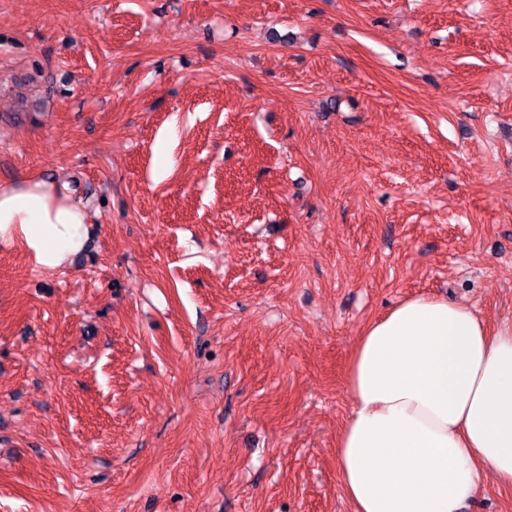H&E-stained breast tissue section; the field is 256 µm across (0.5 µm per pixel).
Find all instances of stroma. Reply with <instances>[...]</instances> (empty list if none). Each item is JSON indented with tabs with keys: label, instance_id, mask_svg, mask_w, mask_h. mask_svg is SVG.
Listing matches in <instances>:
<instances>
[{
	"label": "stroma",
	"instance_id": "obj_1",
	"mask_svg": "<svg viewBox=\"0 0 512 512\" xmlns=\"http://www.w3.org/2000/svg\"><path fill=\"white\" fill-rule=\"evenodd\" d=\"M0 512H351L363 327L512 325V0H0ZM86 211L67 188L42 176L0 186V247H21L44 269L69 264L90 239Z\"/></svg>",
	"mask_w": 512,
	"mask_h": 512
}]
</instances>
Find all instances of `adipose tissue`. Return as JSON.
<instances>
[{
	"label": "adipose tissue",
	"mask_w": 512,
	"mask_h": 512,
	"mask_svg": "<svg viewBox=\"0 0 512 512\" xmlns=\"http://www.w3.org/2000/svg\"><path fill=\"white\" fill-rule=\"evenodd\" d=\"M90 239L80 200L41 176L0 186V247L44 269ZM336 438L352 512H461L484 478L512 487V326L428 295L368 323L350 355Z\"/></svg>",
	"instance_id": "ef3b65f1"
}]
</instances>
